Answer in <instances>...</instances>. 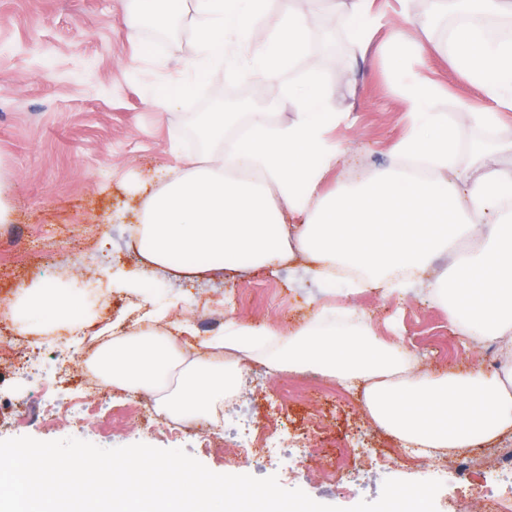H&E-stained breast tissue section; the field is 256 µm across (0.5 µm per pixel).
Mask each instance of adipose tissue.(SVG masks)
<instances>
[{"label": "adipose tissue", "mask_w": 512, "mask_h": 512, "mask_svg": "<svg viewBox=\"0 0 512 512\" xmlns=\"http://www.w3.org/2000/svg\"><path fill=\"white\" fill-rule=\"evenodd\" d=\"M168 13L192 10L199 42L197 79L222 69L246 81L286 92L296 107L287 125L268 113H196L207 145L203 157L176 162L164 185L149 195L135 237L141 266L111 280L139 293L161 269L194 279L313 256V275L335 278L337 267L357 269L351 286L382 294L401 291L434 257L466 242L451 269L432 284L464 336L501 343L502 370L489 376L471 368L436 376L410 365L371 327L352 329L328 308L289 337L273 329L228 324L223 334L186 351L172 340L164 315L146 311L142 323L113 334L94 361L113 386L156 394L161 409L181 420L210 414L238 387L241 344L264 345L277 368L314 365L337 381L364 382L370 418L385 432L419 448H470L512 429V168L488 166L476 153L471 169L457 166L460 133L447 113L432 111V84L414 75L404 88L412 102L407 129L389 149L393 163L326 194L327 171L344 151L326 138L335 123L333 91L318 80L297 81L293 62L306 47L302 15L273 17L267 0H164ZM454 65L487 100L475 121L495 124L512 111V36L491 37L478 22L453 29ZM59 282L22 287L12 309L34 333L54 332L80 306Z\"/></svg>", "instance_id": "adipose-tissue-1"}]
</instances>
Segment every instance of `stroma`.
I'll return each instance as SVG.
<instances>
[{
  "instance_id": "stroma-1",
  "label": "stroma",
  "mask_w": 512,
  "mask_h": 512,
  "mask_svg": "<svg viewBox=\"0 0 512 512\" xmlns=\"http://www.w3.org/2000/svg\"><path fill=\"white\" fill-rule=\"evenodd\" d=\"M374 7L386 12L387 21L357 46L355 23L344 16L325 18L316 0L268 2L274 13L303 10L313 21L329 20L328 38L345 53L346 81L337 80L333 57L318 49L315 39H308L293 63L297 80H332L335 109L349 115L347 123L331 128L329 138L354 150L357 162L329 173L323 183L327 192L353 183L359 171L391 164L388 147L404 133L410 107L402 83L414 72L437 88L434 110L459 124L460 167L469 165L473 144L512 138V112L502 113L494 127L476 125L459 112L463 103L481 111L487 101L449 57L447 28L424 32L416 26L429 0H374ZM132 8V0H0V191L12 207L8 221L0 223V306L11 303L23 283L52 280L60 267L70 265L76 275L71 286L88 304L85 326L128 316L131 298L125 291L108 287L93 294L89 280L137 263L134 235L146 188L163 183L174 153L190 160L200 152L188 137L191 113L208 110L214 98L247 91L271 98L275 123L285 125L296 116L286 94H272L258 82L243 88L236 74L222 72L176 106L161 109L158 90L193 80L188 61L198 54L196 25L183 17L179 36L161 38L132 22ZM400 28L412 38L428 36L434 51L422 58L409 53L393 63L394 33ZM347 285L342 276L317 280L307 262L298 261L273 271L216 272L192 284L160 273L144 283L142 293L155 308L191 322L192 332L179 337L188 346L205 338L202 324L215 312L285 335L325 305L337 316H349L351 324H368L421 368L445 373L477 365L483 344L458 335L454 316L423 283L393 295L351 294ZM55 353L79 369L96 351L86 342L60 337L54 352H32V373L14 374L1 366L0 439L78 435L103 448L138 442L181 448L213 472L274 475L284 488L302 489L318 502L339 507L376 500L386 479L418 477L419 464L411 460L366 470L352 481H329L297 449L285 448L280 459L271 461L259 455L240 458L226 446L242 423L261 420L271 404L281 403L288 409L290 431L311 433L328 456L343 454L355 443L391 453L399 442L368 417L361 387L305 371L273 373L262 361H251L237 398L224 404L221 439L207 442L193 427L175 434L128 429L125 416L133 402L117 389L97 398L87 421H73L69 409L78 396V377L53 398L41 386L39 373L51 366Z\"/></svg>"
}]
</instances>
